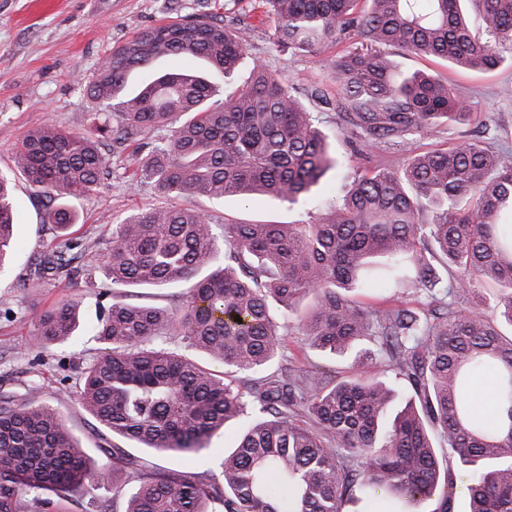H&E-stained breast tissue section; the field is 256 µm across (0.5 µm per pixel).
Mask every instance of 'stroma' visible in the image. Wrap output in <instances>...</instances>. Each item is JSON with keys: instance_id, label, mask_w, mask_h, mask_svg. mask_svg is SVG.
I'll return each mask as SVG.
<instances>
[{"instance_id": "1", "label": "stroma", "mask_w": 512, "mask_h": 512, "mask_svg": "<svg viewBox=\"0 0 512 512\" xmlns=\"http://www.w3.org/2000/svg\"><path fill=\"white\" fill-rule=\"evenodd\" d=\"M199 12L250 29L248 57L219 84L220 95L230 94L248 79L256 58L299 93L316 86L323 89L327 101L315 106L320 128L343 155L339 171L328 173L322 180L323 197L339 196L348 176L357 171L377 164L401 165L406 151L443 150L468 132L467 127L451 126L434 137H415L406 149L386 143L357 153L346 148L344 124L328 104L336 96V85L325 79L328 60L341 54L346 42L317 55L276 52L270 25L258 21L261 0H0V173L13 178L16 212L14 258L0 270V394L18 400L29 384H36L42 398L61 411L80 446L94 458L104 444L103 430L78 408L72 390L79 382L82 363L100 354L92 329L101 307L112 302L101 293L105 277L98 256L112 243L113 224L134 209L163 204L164 198L150 184L130 178L127 154H110L111 174L98 192L69 201L79 216L75 236L91 243L92 251L78 256L74 275L44 282L33 292L28 287L33 265L54 248L57 238L54 226L43 221L48 199L34 193L22 176L14 174V153L24 135L48 117L67 131H84L96 104L78 84V72L94 70L113 47L143 28L177 14ZM391 58L399 70L424 71L451 81L457 96L474 112L476 125L485 126L484 140L512 146V97L501 93L503 87H512L511 62L492 72H461L447 61L397 49ZM197 206L217 223L307 224L315 218L311 205L289 207L262 196L247 201L236 197L201 199ZM67 297L81 302L78 336L66 344L27 349L36 317L32 301L46 308ZM291 363L323 373L332 382L353 374L350 357L327 356L294 333L286 336L274 366L279 369ZM243 426L240 420L226 423L211 437L202 455H157L153 461L167 470L206 475L216 470L225 450L234 447Z\"/></svg>"}]
</instances>
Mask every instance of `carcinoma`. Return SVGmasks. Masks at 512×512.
<instances>
[{
	"label": "carcinoma",
	"mask_w": 512,
	"mask_h": 512,
	"mask_svg": "<svg viewBox=\"0 0 512 512\" xmlns=\"http://www.w3.org/2000/svg\"><path fill=\"white\" fill-rule=\"evenodd\" d=\"M478 7L486 38L473 33L466 5ZM271 43L315 54L346 35L351 48L331 60L336 112L355 148L404 146L473 112L436 76L399 71L389 50L445 60L459 70H491L512 53V0H263ZM248 30L210 13L147 27L77 79L112 110L93 112L81 133L53 121L29 131L16 150L29 186L53 202L99 190L110 175L101 150L130 151L133 176L177 204L141 208L112 225L100 255L114 301L93 332L103 345L86 363L76 404L109 431L137 444L112 446L97 465L60 411L32 388L0 397V512H63L80 495L98 504L94 478L112 480L125 512H344L347 503L385 497L393 512L440 497L433 512H455L465 475L468 512H512V150L464 138L446 150L408 154L396 169L357 174L309 224L226 222L221 231L191 202L261 195L281 204L317 200L339 165L318 119L286 80L255 60L250 80L219 98L247 55ZM198 59L206 73H164L133 93L129 75L153 63ZM169 132L163 142L153 134ZM78 214L50 207L44 223L60 242L31 277L39 288L67 270ZM10 178L0 175V267L13 254ZM506 288L487 303L483 283ZM190 282L171 308L117 298L128 287ZM413 288L439 308H377L354 300L372 283ZM469 309H456V297ZM307 298L311 311L299 310ZM79 302L43 309L37 348L67 342ZM279 309L281 320L273 310ZM241 321H236V318ZM295 324H290V319ZM332 355L352 356L355 377L329 385L293 365L254 378L278 356L288 330ZM184 350L169 347L173 340ZM362 340L377 350L358 348ZM224 364L218 375L195 353ZM413 395L388 417L395 390L359 371L374 360ZM495 372V421L469 412L481 370ZM230 373L251 375L238 389ZM249 419L235 448L204 478L160 471L153 455L197 454L235 419Z\"/></svg>",
	"instance_id": "cac0c4a2"
}]
</instances>
